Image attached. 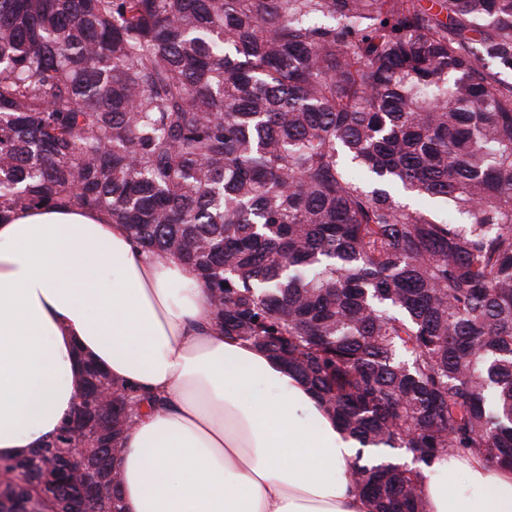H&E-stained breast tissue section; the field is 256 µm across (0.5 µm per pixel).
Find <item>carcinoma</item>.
Instances as JSON below:
<instances>
[{
    "instance_id": "1",
    "label": "carcinoma",
    "mask_w": 512,
    "mask_h": 512,
    "mask_svg": "<svg viewBox=\"0 0 512 512\" xmlns=\"http://www.w3.org/2000/svg\"><path fill=\"white\" fill-rule=\"evenodd\" d=\"M508 74L512 0H0V219L97 209L180 255L224 335L371 449L348 473L372 512H423L420 464L512 468ZM83 374L59 433L6 460L18 512H56L48 473L123 512L153 399Z\"/></svg>"
}]
</instances>
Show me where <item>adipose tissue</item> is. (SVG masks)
<instances>
[{
	"mask_svg": "<svg viewBox=\"0 0 512 512\" xmlns=\"http://www.w3.org/2000/svg\"><path fill=\"white\" fill-rule=\"evenodd\" d=\"M90 360L156 396L124 438L125 512H370L358 443L313 392L225 338L196 271L144 252L103 212L46 206L0 222V457L53 438ZM425 512H512V469L422 466Z\"/></svg>",
	"mask_w": 512,
	"mask_h": 512,
	"instance_id": "ef3b65f1",
	"label": "adipose tissue"
}]
</instances>
